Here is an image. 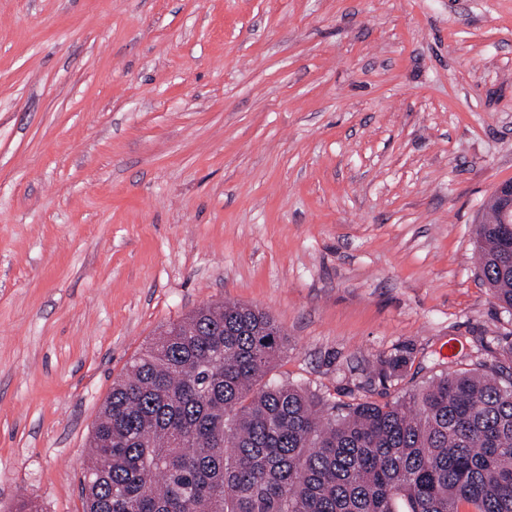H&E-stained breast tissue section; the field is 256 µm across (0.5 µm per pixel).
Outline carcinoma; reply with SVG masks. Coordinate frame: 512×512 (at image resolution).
Returning <instances> with one entry per match:
<instances>
[{"instance_id": "carcinoma-1", "label": "carcinoma", "mask_w": 512, "mask_h": 512, "mask_svg": "<svg viewBox=\"0 0 512 512\" xmlns=\"http://www.w3.org/2000/svg\"><path fill=\"white\" fill-rule=\"evenodd\" d=\"M475 233L512 310V243ZM287 342L257 307L202 306L112 384L91 437L84 512H512V379L457 370L324 415L263 378Z\"/></svg>"}]
</instances>
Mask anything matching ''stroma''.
Instances as JSON below:
<instances>
[{"instance_id": "stroma-1", "label": "stroma", "mask_w": 512, "mask_h": 512, "mask_svg": "<svg viewBox=\"0 0 512 512\" xmlns=\"http://www.w3.org/2000/svg\"><path fill=\"white\" fill-rule=\"evenodd\" d=\"M510 179L512 0H0V512H83L113 382L208 303L339 408L512 375ZM492 197L500 204L499 231L502 236L512 240V181L499 183ZM497 219L496 212L490 206L489 218L479 224L480 230L475 233V249L482 280L495 299L512 310V243H504L498 237L497 224L490 223Z\"/></svg>"}]
</instances>
